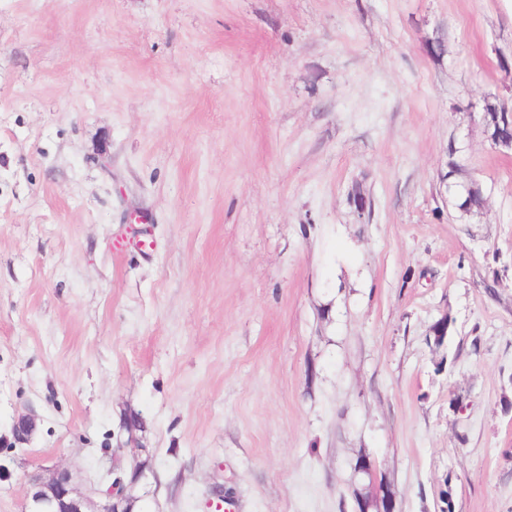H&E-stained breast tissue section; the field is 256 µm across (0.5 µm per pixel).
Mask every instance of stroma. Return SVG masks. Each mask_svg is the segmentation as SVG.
Returning a JSON list of instances; mask_svg holds the SVG:
<instances>
[{
	"mask_svg": "<svg viewBox=\"0 0 512 512\" xmlns=\"http://www.w3.org/2000/svg\"><path fill=\"white\" fill-rule=\"evenodd\" d=\"M490 102L512 0H0V512L136 455L149 512H358L362 455L397 512H512Z\"/></svg>",
	"mask_w": 512,
	"mask_h": 512,
	"instance_id": "1",
	"label": "stroma"
}]
</instances>
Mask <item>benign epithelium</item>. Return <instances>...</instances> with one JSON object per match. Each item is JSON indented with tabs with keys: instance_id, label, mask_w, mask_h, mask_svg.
Wrapping results in <instances>:
<instances>
[{
	"instance_id": "benign-epithelium-1",
	"label": "benign epithelium",
	"mask_w": 512,
	"mask_h": 512,
	"mask_svg": "<svg viewBox=\"0 0 512 512\" xmlns=\"http://www.w3.org/2000/svg\"><path fill=\"white\" fill-rule=\"evenodd\" d=\"M505 130L490 138L493 146L512 150V114L503 119ZM37 428L34 414H18L12 424L16 440H29ZM149 463L138 461L126 475L117 471V465L107 470L110 485L94 498L81 491L72 473L57 464L42 466L31 475L26 490L24 512H136L139 498L128 492L127 482H139L146 476Z\"/></svg>"
}]
</instances>
